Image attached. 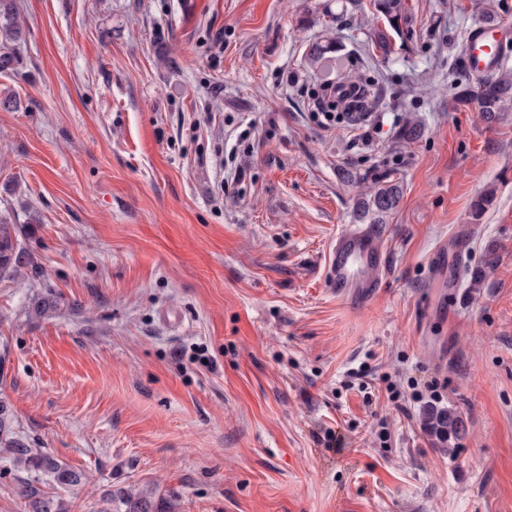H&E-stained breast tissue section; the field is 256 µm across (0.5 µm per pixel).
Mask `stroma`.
<instances>
[{
    "mask_svg": "<svg viewBox=\"0 0 512 512\" xmlns=\"http://www.w3.org/2000/svg\"><path fill=\"white\" fill-rule=\"evenodd\" d=\"M473 2L399 0L394 30L373 0H17L0 219L34 265L0 280V404L89 475L70 512L129 488L176 512H512V108L454 101ZM328 38L378 89L364 120L316 113ZM379 179L400 198L363 304L326 272ZM430 380L467 424L451 451Z\"/></svg>",
    "mask_w": 512,
    "mask_h": 512,
    "instance_id": "stroma-1",
    "label": "stroma"
}]
</instances>
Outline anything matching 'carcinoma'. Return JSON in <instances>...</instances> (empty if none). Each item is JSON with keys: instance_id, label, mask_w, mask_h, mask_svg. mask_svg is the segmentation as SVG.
I'll list each match as a JSON object with an SVG mask.
<instances>
[{"instance_id": "1", "label": "carcinoma", "mask_w": 512, "mask_h": 512, "mask_svg": "<svg viewBox=\"0 0 512 512\" xmlns=\"http://www.w3.org/2000/svg\"><path fill=\"white\" fill-rule=\"evenodd\" d=\"M375 7L389 26L399 29L397 0H375ZM25 40L19 23L16 0H0V72H13L20 64L18 45ZM336 52L332 40L316 42L309 49V59L322 67H330L328 53ZM455 101L477 105L489 122L497 120L499 113L512 105V72L498 69L472 85L459 86ZM399 202L397 186L381 181L378 188L363 198L357 207L358 219L363 224H381L384 216ZM30 265V258L19 246L16 225L0 221V278H15ZM423 425L442 443L453 449L455 441L466 431L463 416L453 409L431 408L423 415ZM0 447L8 453L14 465L32 473L22 484V495L28 512H68L67 505L57 496L42 489L49 481L61 487L82 484L84 474L58 461L50 453L35 449L14 436L11 418L6 407L0 405ZM99 512H174L173 504L160 503L152 496L132 489L112 493L102 500Z\"/></svg>"}]
</instances>
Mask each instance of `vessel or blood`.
<instances>
[{"label":"vessel or blood","instance_id":"b4317fda","mask_svg":"<svg viewBox=\"0 0 512 512\" xmlns=\"http://www.w3.org/2000/svg\"><path fill=\"white\" fill-rule=\"evenodd\" d=\"M512 31V23L479 26L469 32L463 62L474 78H482L502 59L501 36ZM386 255L377 231L368 225H356L338 233L331 250L327 281L337 296L371 299L380 286V273Z\"/></svg>","mask_w":512,"mask_h":512}]
</instances>
